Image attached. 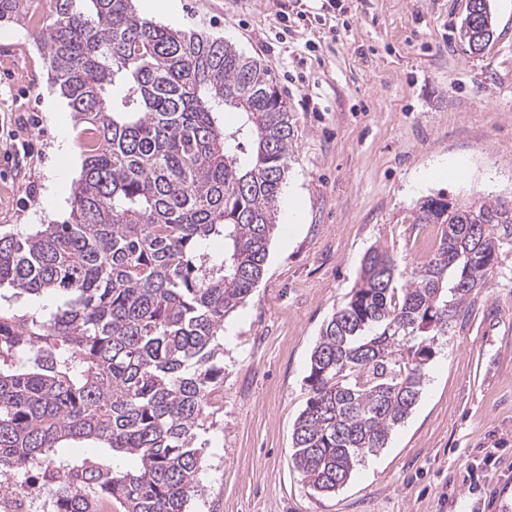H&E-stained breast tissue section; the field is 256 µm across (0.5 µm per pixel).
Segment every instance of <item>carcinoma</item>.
Listing matches in <instances>:
<instances>
[{"label":"carcinoma","mask_w":512,"mask_h":512,"mask_svg":"<svg viewBox=\"0 0 512 512\" xmlns=\"http://www.w3.org/2000/svg\"><path fill=\"white\" fill-rule=\"evenodd\" d=\"M478 2L461 25L468 43L494 27ZM35 14V0H0V22L32 29L84 126L83 162L69 221L0 232V288L55 298L24 313L0 304V474L38 472L58 512H97L101 498L186 512L198 431L224 383L218 337L265 273L292 115L259 61L144 18L132 0H50ZM415 223L440 229L432 255L401 272L370 249L311 353L292 460L317 494L342 487L409 415L435 337L487 286L500 234L512 235V203L438 194ZM70 441L134 456L137 470L70 455Z\"/></svg>","instance_id":"cac0c4a2"}]
</instances>
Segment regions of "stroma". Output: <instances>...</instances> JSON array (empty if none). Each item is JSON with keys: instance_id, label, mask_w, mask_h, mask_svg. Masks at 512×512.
<instances>
[{"instance_id": "1", "label": "stroma", "mask_w": 512, "mask_h": 512, "mask_svg": "<svg viewBox=\"0 0 512 512\" xmlns=\"http://www.w3.org/2000/svg\"><path fill=\"white\" fill-rule=\"evenodd\" d=\"M468 0H176L154 22L224 38L269 69L297 129L265 274L224 321V383L206 425L186 512H512V236L489 284L434 344L421 394L385 448L336 494H315L292 462L310 355L361 261L382 247L426 260L438 229L415 223L424 197L512 198V0L478 53L459 37ZM29 30L0 24V230L68 220L80 130ZM67 124L70 150L59 149ZM465 157L467 179L416 176Z\"/></svg>"}]
</instances>
